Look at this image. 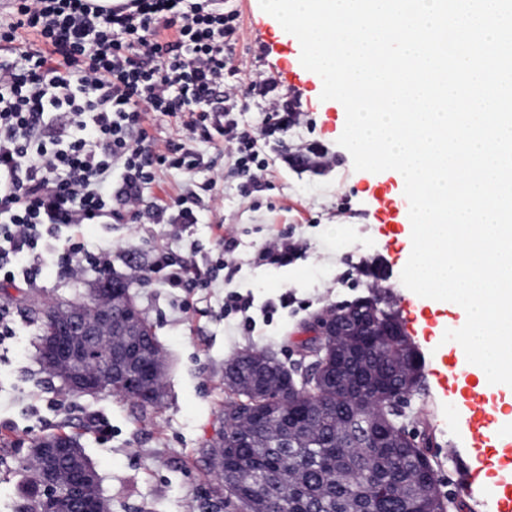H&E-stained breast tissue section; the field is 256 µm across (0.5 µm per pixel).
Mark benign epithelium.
I'll return each mask as SVG.
<instances>
[{
    "mask_svg": "<svg viewBox=\"0 0 512 512\" xmlns=\"http://www.w3.org/2000/svg\"><path fill=\"white\" fill-rule=\"evenodd\" d=\"M94 292L106 301L89 307L75 300L54 309L52 330L40 346L42 366L75 395H112L134 386L142 402L158 404L161 395L153 382L166 373V364L146 365L143 359L163 352L162 346L154 338L146 339L143 314L123 285L104 281ZM114 294L123 296L118 311L112 306ZM355 320L350 311L332 310L308 327L316 360L306 379H322L328 358L320 353L330 350L332 341L348 335ZM101 346L107 348L108 359L91 370L89 357ZM34 453L41 461L40 512H109L96 467L68 434L39 438Z\"/></svg>",
    "mask_w": 512,
    "mask_h": 512,
    "instance_id": "obj_1",
    "label": "benign epithelium"
}]
</instances>
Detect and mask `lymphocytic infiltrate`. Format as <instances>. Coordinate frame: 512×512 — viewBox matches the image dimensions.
Listing matches in <instances>:
<instances>
[{
    "mask_svg": "<svg viewBox=\"0 0 512 512\" xmlns=\"http://www.w3.org/2000/svg\"><path fill=\"white\" fill-rule=\"evenodd\" d=\"M241 31L239 12L213 0H9L0 13L1 279L34 285L51 262L71 279L110 274L111 247L88 248L81 226L139 221L163 174L200 166L199 144L221 142L232 161L215 181L266 184L258 136L226 107L270 91L268 80L238 78L231 50ZM162 121L182 138H158ZM196 199L187 187L157 200L154 223H197ZM63 229V249L46 253L44 236ZM196 267L194 255L161 248L148 270L189 290Z\"/></svg>",
    "mask_w": 512,
    "mask_h": 512,
    "instance_id": "f902f5d3",
    "label": "lymphocytic infiltrate"
}]
</instances>
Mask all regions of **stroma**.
Instances as JSON below:
<instances>
[{"mask_svg":"<svg viewBox=\"0 0 512 512\" xmlns=\"http://www.w3.org/2000/svg\"><path fill=\"white\" fill-rule=\"evenodd\" d=\"M241 23L234 65L244 75L263 73L273 96L292 101L300 114L299 124L283 132L271 126L265 101L238 100L270 163L267 189L246 197L234 177H225L217 186L218 205L202 200L198 222L185 228L123 221L81 228L88 246L111 244L113 273L131 280L166 352L161 404L144 409L108 394H71L40 363L47 306L79 298L98 281L97 272L67 279L47 270L34 288L0 281V310L14 329L0 341V512H16L21 503L33 440L61 432L76 436L95 465L111 512H200L205 502L209 512H228L203 454L224 424L225 361L250 348L307 367V325L367 295L374 284L391 293L407 336L424 356V388L408 399V429L432 435L429 456L441 489L464 501V512H497L498 492L480 478L489 454L459 424L460 394L448 388L458 351L443 343V326L458 322V312L416 307L414 292L402 284L405 227L379 200L374 173L354 170L350 153L338 145L342 106L322 100L316 73L285 64L284 50L300 54L299 40L257 9L242 13ZM310 145L325 149L331 160L322 172H300L284 162V155ZM276 237L297 248L288 263L263 256ZM159 245L195 254L204 270L225 258L234 272L185 295L147 272ZM368 264L378 266L383 279L364 275ZM233 295L250 297L251 308H226Z\"/></svg>","mask_w":512,"mask_h":512,"instance_id":"35a3bbf8","label":"stroma"}]
</instances>
